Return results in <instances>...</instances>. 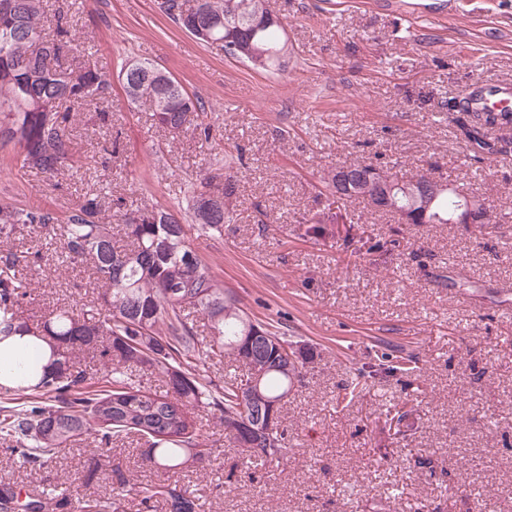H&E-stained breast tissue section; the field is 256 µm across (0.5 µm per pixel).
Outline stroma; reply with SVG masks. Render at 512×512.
Wrapping results in <instances>:
<instances>
[{"label": "stroma", "instance_id": "stroma-1", "mask_svg": "<svg viewBox=\"0 0 512 512\" xmlns=\"http://www.w3.org/2000/svg\"><path fill=\"white\" fill-rule=\"evenodd\" d=\"M43 4L47 22L64 16L80 36L82 59L113 75L122 60H149L205 113L171 134L113 84L108 101L71 107L73 171L0 166V206L63 222L97 195L108 208L181 216L202 174L234 176L233 221L190 231V245L251 317L313 350L282 408L283 461L246 467L219 431L212 467L179 473L205 512H512V319L498 308L499 288L512 286V223L485 239L471 224H402L349 199L351 224L307 232L328 213L323 177L345 165L427 172L489 214L512 209V151L477 158L448 110L476 78L512 82V0H269L289 47L272 72L199 43L157 0ZM34 246L51 258L22 272L24 310L37 320L90 285L84 267L54 261L55 232L26 230L9 244ZM454 279L466 301L453 297ZM386 355L415 359V375L381 374ZM359 376L360 397L337 403ZM397 402L409 411L400 435L384 424ZM143 449L126 441L93 472L76 445L31 469L0 440V483L33 494L62 482L71 497L93 487L108 498L109 465L157 480ZM421 455L433 466L417 464Z\"/></svg>", "mask_w": 512, "mask_h": 512}]
</instances>
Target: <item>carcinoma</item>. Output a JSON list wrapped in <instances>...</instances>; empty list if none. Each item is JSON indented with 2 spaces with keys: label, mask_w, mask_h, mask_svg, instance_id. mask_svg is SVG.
<instances>
[{
  "label": "carcinoma",
  "mask_w": 512,
  "mask_h": 512,
  "mask_svg": "<svg viewBox=\"0 0 512 512\" xmlns=\"http://www.w3.org/2000/svg\"><path fill=\"white\" fill-rule=\"evenodd\" d=\"M0 9V144L13 145V159L23 168L53 176L73 168L72 115L63 104L104 97L111 75L90 62H80L79 43L68 36L63 17L49 30L42 21V0H13ZM261 0H203L197 11L209 23L206 44H221L230 57L258 71L281 66L286 53L283 22L253 27ZM46 39L55 57V71L32 48L33 39ZM149 61L130 60L119 77L130 100L145 99L157 107L158 124L176 134L193 124L204 110L171 76L161 79L149 73ZM448 111L458 113L464 136L489 153H501L512 144V112H486L455 101ZM394 205L406 210L411 224H450L457 216L459 200L443 194L429 210L413 207L404 187L413 179L391 174ZM326 198L338 204L354 198L339 187L337 174L324 179ZM237 184L233 177L204 175L188 202L191 223L205 233L219 232L233 218ZM158 222L133 224L129 214H102L101 200L86 197L76 205L67 223L59 225L58 252L62 261L81 264L90 271L96 298L82 304L61 305L34 321L23 316L27 282L18 276L19 266L39 264L40 251L0 256V336L27 331L46 341L52 351L50 368L30 379L4 387L15 405L0 408V435L15 441L12 453L23 463L42 466L61 449L84 438L108 448L126 439L145 440L148 466L175 475L187 468H205L217 458L213 440L197 426L194 413L207 412L224 437L235 443L251 464L278 462L288 454V436L278 443L243 423L252 415L245 410L239 392L242 376L218 386L198 373L202 359L219 353L244 363L241 352L246 336L259 327L270 339L259 361L258 400L284 401L300 378L302 359L284 369L286 350L292 348L273 325L259 322L239 307L224 290L211 267L188 243L180 219L158 211ZM126 225L133 247L112 243L111 221ZM55 224L50 212L18 211L0 207V240H9L20 227L46 228ZM203 316L207 337L197 336L189 324L191 313ZM99 352L100 366L89 375L77 367L78 355ZM410 357L399 356L383 368L391 376L414 371ZM145 369L165 384L162 391H146L131 378L134 368ZM406 405L397 404L387 414L389 426L401 434ZM120 499L109 501L97 491L77 499L75 512H119L121 499L133 495L140 505L152 508L162 501L165 512H200V497L188 485L130 483L120 467L111 468ZM67 488L40 495L21 496L9 483L0 485V512H58L70 503Z\"/></svg>",
  "instance_id": "1"
}]
</instances>
